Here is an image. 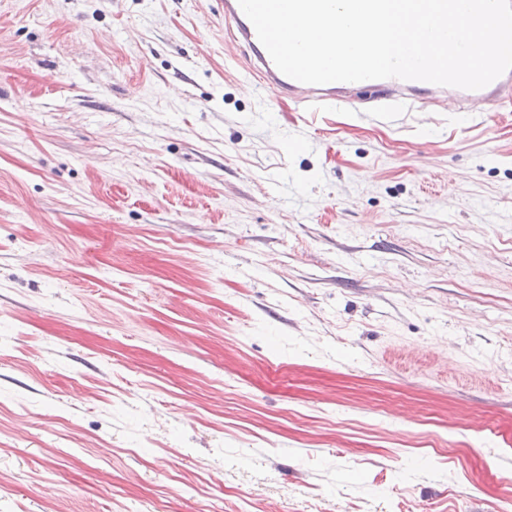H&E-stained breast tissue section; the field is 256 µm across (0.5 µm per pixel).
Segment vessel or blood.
Here are the masks:
<instances>
[{
	"mask_svg": "<svg viewBox=\"0 0 512 512\" xmlns=\"http://www.w3.org/2000/svg\"><path fill=\"white\" fill-rule=\"evenodd\" d=\"M224 17L234 23L232 43L247 46V84L255 85L295 99L308 112H329L350 106L356 83L333 82L312 85L284 75L273 63L260 43L253 24L243 13L239 0H222ZM378 97L379 109L390 112L403 107L413 111L417 107L437 106L444 110L460 111L473 97L499 105L512 103V70L506 71L487 86L470 91L451 86H440L418 80L398 78L376 79L371 83Z\"/></svg>",
	"mask_w": 512,
	"mask_h": 512,
	"instance_id": "1",
	"label": "vessel or blood"
}]
</instances>
